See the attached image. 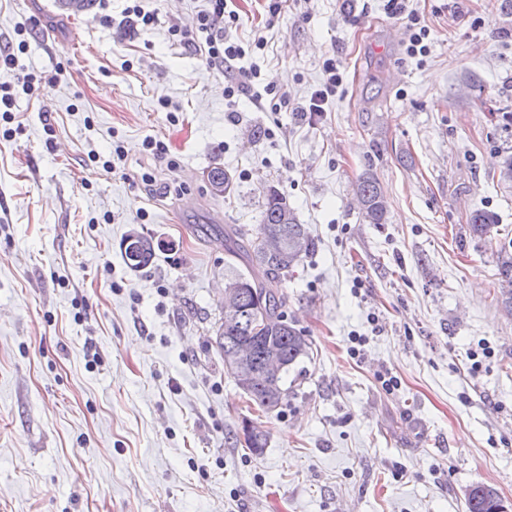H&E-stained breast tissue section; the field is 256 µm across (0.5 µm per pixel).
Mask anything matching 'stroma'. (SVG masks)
<instances>
[{
    "instance_id": "1",
    "label": "stroma",
    "mask_w": 512,
    "mask_h": 512,
    "mask_svg": "<svg viewBox=\"0 0 512 512\" xmlns=\"http://www.w3.org/2000/svg\"><path fill=\"white\" fill-rule=\"evenodd\" d=\"M206 5L143 0L146 31L124 0H0V46L26 40L18 65L42 81L0 121V512H466L479 482L512 506L497 275L512 187L488 178L512 151V0H409L430 30L419 58L384 0H288L274 22L263 0H230L242 66L287 94L275 114L225 98L223 74L174 42ZM329 57L343 82L302 118ZM116 143L108 173L91 157ZM366 172L386 223L359 214ZM271 185L316 243L284 284L312 353L261 417L214 330L224 230L260 223ZM476 210L496 217L481 238ZM133 230L157 244L137 270ZM253 417L257 454L239 442ZM242 435L245 447L254 453H260L268 444L266 434L253 420L243 419Z\"/></svg>"
}]
</instances>
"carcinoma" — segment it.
<instances>
[{"label":"carcinoma","instance_id":"obj_1","mask_svg":"<svg viewBox=\"0 0 512 512\" xmlns=\"http://www.w3.org/2000/svg\"><path fill=\"white\" fill-rule=\"evenodd\" d=\"M208 171L210 180L216 185V195L223 196L234 191L233 176L224 168L212 166ZM355 195L365 223H386L384 193L373 174L365 173L359 178ZM494 225L493 214L477 210L470 216L468 227L472 234L482 237ZM276 237L282 239L281 250L270 253L266 250V242ZM314 249V239L274 186L267 189L261 223L248 229L232 225L224 230V264L231 272L228 283L237 286L242 314L241 320L235 324L223 321L218 324L215 343L224 361L232 359L241 346L254 343L253 358L233 380L240 388L243 382H251L250 389L244 394L264 412L277 409L288 397L285 377L269 381L257 374L266 346L278 348L289 369L300 359L309 356L311 350V343L302 331L288 322V294L283 282ZM154 253L152 238L140 233L127 237L124 254L130 268L139 269L148 265ZM239 262L244 264L245 270L237 268ZM497 267L500 302L503 309L512 315V243L498 250ZM258 319L265 323L266 335L269 336V339L260 342L254 341L250 330L251 324ZM242 435L245 447L254 453L261 452L268 444L264 431L250 419H243ZM500 502L501 498L494 487L480 483L473 486L467 495L466 512H497Z\"/></svg>","mask_w":512,"mask_h":512}]
</instances>
